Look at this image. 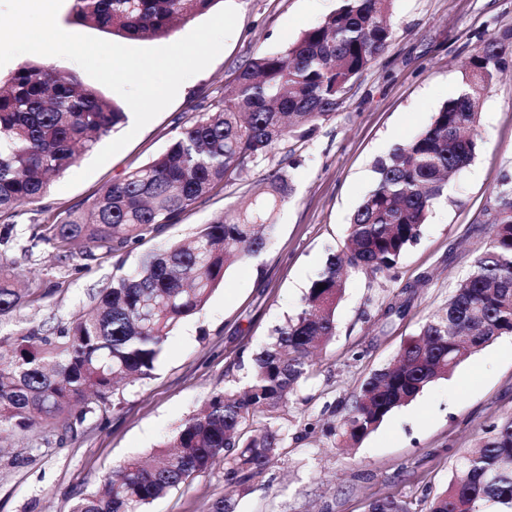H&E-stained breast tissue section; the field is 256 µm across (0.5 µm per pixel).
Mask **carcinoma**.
Masks as SVG:
<instances>
[{
	"mask_svg": "<svg viewBox=\"0 0 512 512\" xmlns=\"http://www.w3.org/2000/svg\"><path fill=\"white\" fill-rule=\"evenodd\" d=\"M74 21L130 40L166 38L181 21L217 0H72ZM392 0H339L322 22L280 52L258 54L237 68L208 110L180 126L166 150L112 180L88 211L26 228L24 253L47 244L85 260L117 252L149 230L177 223L198 200L224 189L250 165L289 140H304L342 107L358 77L387 48ZM512 58V29L480 44L463 72V90L432 122L375 167L371 190L350 217L347 249L327 257L296 315L252 352L241 388L212 391L173 438L148 459L133 457L111 472L103 490L79 495L71 512H146L194 475L224 461V494L207 512H236L235 495L275 463L287 434L280 413L313 372L312 354L336 336V308L352 270L388 274L417 242L448 177L474 158L477 104ZM126 119L124 108L50 63L20 66L0 82V214L19 215L52 182ZM251 206L222 212L191 242L143 256L114 274L89 315L53 328L39 325L0 337V432H27L82 422L126 380H145L175 327L201 313L225 271L262 252L293 185L270 169ZM489 236L474 270L454 289L445 313L422 324L397 363L375 372L328 434L344 443L368 435L396 408L445 378L467 353L512 335V180H503L485 210ZM15 224L0 225V321L32 292L15 287L6 255ZM324 285L319 290L317 286ZM414 284L402 288L387 317L408 310ZM368 512H411L395 496L376 497ZM427 512H512V417L489 425L476 450L458 459L454 478Z\"/></svg>",
	"mask_w": 512,
	"mask_h": 512,
	"instance_id": "obj_1",
	"label": "carcinoma"
}]
</instances>
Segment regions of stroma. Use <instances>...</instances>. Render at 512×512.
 Masks as SVG:
<instances>
[{
    "label": "stroma",
    "instance_id": "1",
    "mask_svg": "<svg viewBox=\"0 0 512 512\" xmlns=\"http://www.w3.org/2000/svg\"><path fill=\"white\" fill-rule=\"evenodd\" d=\"M237 24L221 53L182 83L173 102L135 138L74 188L69 175L37 203L21 205L18 224H47L70 209H88L112 179L164 151L178 127L224 90L235 70L263 51H278L335 11L339 0H230ZM388 49L358 78L343 106L314 135L280 150L189 207L178 223L120 251L87 262L58 257L50 246L9 258L37 301L0 322V336L35 325H64L88 310L117 267L182 242L221 212L243 207L268 170L285 164L294 194L277 213L266 248L229 267L202 314L169 336L151 379L120 388L121 403L71 428H38L0 438V512H69L76 497L98 490L113 467L149 453L224 383L243 385L252 352L294 315L330 253L343 249L347 223L373 186V166L427 126L462 88V74L483 40L512 29V0H393ZM474 161L448 181L442 198L390 275L349 273L336 309V336L316 359L281 414L286 452L238 498L237 512H366L377 496L397 494L424 512L425 495L447 486L458 458L476 447L485 426L512 416V336L465 357L448 378L395 410L354 447L328 435L375 371L392 363L432 314L445 308L488 238L483 214L503 179H512V70L495 78L479 103ZM418 282L404 317L386 318L385 303ZM361 351V360L350 358ZM224 492V463L154 501L147 512H206Z\"/></svg>",
    "mask_w": 512,
    "mask_h": 512
}]
</instances>
